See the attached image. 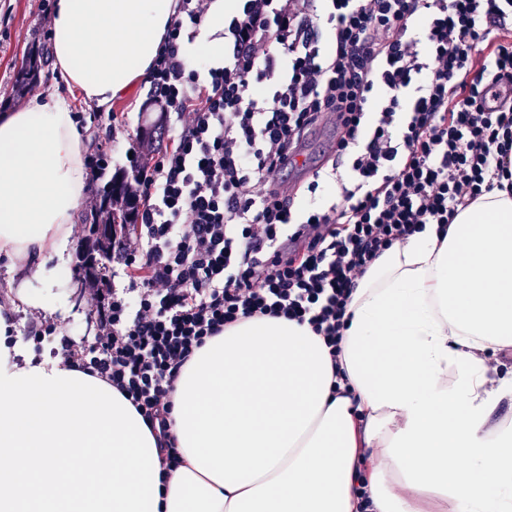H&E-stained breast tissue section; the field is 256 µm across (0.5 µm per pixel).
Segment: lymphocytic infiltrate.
Wrapping results in <instances>:
<instances>
[{
	"label": "lymphocytic infiltrate",
	"mask_w": 512,
	"mask_h": 512,
	"mask_svg": "<svg viewBox=\"0 0 512 512\" xmlns=\"http://www.w3.org/2000/svg\"><path fill=\"white\" fill-rule=\"evenodd\" d=\"M224 60L190 67L207 0H180L149 94L180 128L130 193L137 231L112 255L128 285L86 272L98 332L66 363L121 392L155 433L162 470L182 367L250 317L309 325L338 359L353 289L376 259L512 180V0H227ZM332 120L341 200L297 207L280 181Z\"/></svg>",
	"instance_id": "obj_1"
}]
</instances>
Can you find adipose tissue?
I'll list each match as a JSON object with an SVG mask.
<instances>
[{
  "mask_svg": "<svg viewBox=\"0 0 512 512\" xmlns=\"http://www.w3.org/2000/svg\"><path fill=\"white\" fill-rule=\"evenodd\" d=\"M178 0H57L55 72L101 108L145 82ZM213 0L187 58H224ZM89 128L50 91L0 113V260L36 294L0 306V512H512V192L495 189L392 246L353 290L340 341L348 394L308 325L244 318L182 370L169 434L185 463L161 475L156 441L116 389L38 358L9 313L63 308Z\"/></svg>",
  "mask_w": 512,
  "mask_h": 512,
  "instance_id": "ef3b65f1",
  "label": "adipose tissue"
}]
</instances>
